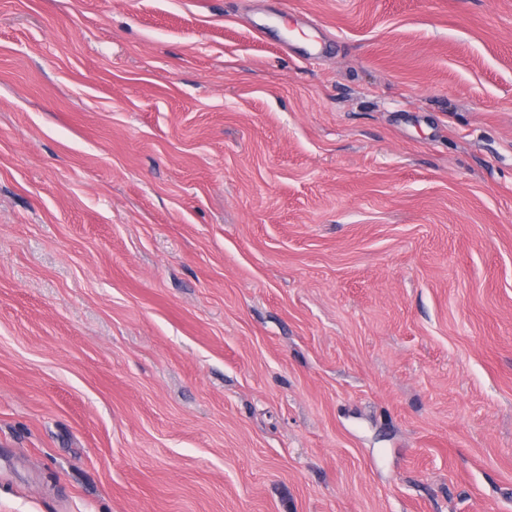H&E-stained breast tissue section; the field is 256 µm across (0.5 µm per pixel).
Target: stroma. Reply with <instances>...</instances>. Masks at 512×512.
Instances as JSON below:
<instances>
[{"instance_id":"stroma-1","label":"stroma","mask_w":512,"mask_h":512,"mask_svg":"<svg viewBox=\"0 0 512 512\" xmlns=\"http://www.w3.org/2000/svg\"><path fill=\"white\" fill-rule=\"evenodd\" d=\"M0 512H512V0H0Z\"/></svg>"}]
</instances>
